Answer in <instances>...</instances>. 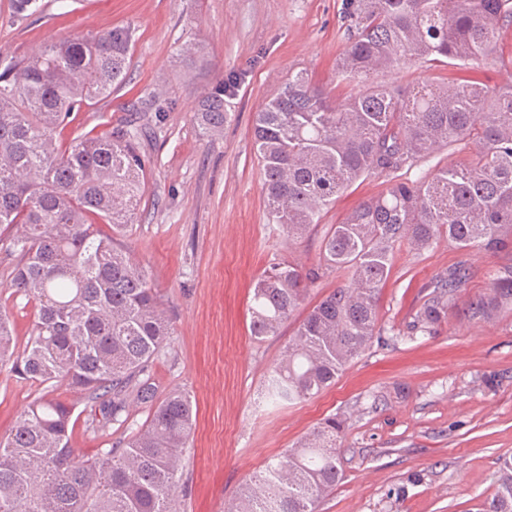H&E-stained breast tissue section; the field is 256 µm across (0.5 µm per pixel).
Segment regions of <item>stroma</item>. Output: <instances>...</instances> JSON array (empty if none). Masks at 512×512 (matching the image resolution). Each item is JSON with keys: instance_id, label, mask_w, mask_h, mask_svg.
<instances>
[{"instance_id": "1", "label": "stroma", "mask_w": 512, "mask_h": 512, "mask_svg": "<svg viewBox=\"0 0 512 512\" xmlns=\"http://www.w3.org/2000/svg\"><path fill=\"white\" fill-rule=\"evenodd\" d=\"M342 8L343 0H36L19 15L0 0V54L24 56L115 26L134 34L125 80L73 113L60 138L120 128L134 113L148 129L139 144L144 194L117 243L147 267L168 310L170 345L154 365L159 391L186 392L197 411L177 489L180 512H224L246 480L333 415L346 421L345 477L319 512H478L500 459L512 457V311L489 322L464 315L488 286V270L504 260L464 254L444 240L421 252L399 249L380 296L383 334L334 385L292 405L274 407L262 397L265 375L297 322H286L279 336L252 337L254 280L278 261L317 264L324 233L383 188L376 178L358 180L293 244L266 214L254 114L299 71L345 99L348 89L336 77L347 41ZM194 43L202 55L190 61L183 50ZM434 76L451 85L512 86V24H504L491 55ZM221 83L232 87V116L223 136L210 139L194 113ZM17 260L0 241V302L22 347L33 305L10 288ZM461 261L466 282L456 312L434 334H412L424 296ZM38 393L0 366V435ZM129 414L126 427L103 432L77 421L70 447L79 456L110 447L148 416L135 405Z\"/></svg>"}]
</instances>
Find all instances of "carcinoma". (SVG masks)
Masks as SVG:
<instances>
[{
  "mask_svg": "<svg viewBox=\"0 0 512 512\" xmlns=\"http://www.w3.org/2000/svg\"><path fill=\"white\" fill-rule=\"evenodd\" d=\"M347 42L338 78L351 87L334 106L298 72L255 114L269 220L292 242L361 178L382 180L321 240L317 265L279 262L256 280L251 335H278L308 287L330 272L342 282L309 308L265 393L293 404L332 383L382 334L378 303L396 250L424 251L440 239L460 252L512 255V87L446 86L433 77L403 88L375 80L419 62L429 71L488 56L512 0H345ZM131 31L114 27L27 57H0V226L16 228L13 293L34 303L32 334L17 344L0 308V364L35 386L62 384L85 396L93 431L128 422L133 400L149 412L135 433L77 458L69 446L74 406L41 394L0 437V512H177L175 494L195 424L189 395L158 393L154 362L171 335L162 295L145 267L114 239L139 208L145 163L129 126L80 134L64 145L71 115L112 93L130 67ZM224 85L199 102L208 137L230 119ZM476 140L462 164L418 181L401 172L435 151ZM108 224L112 235L98 228ZM467 307L471 320L512 310V264ZM456 265L442 291L424 301L411 330L431 334L455 310L465 280ZM335 416L241 487L224 512H317L343 479ZM482 512H512V458L500 461Z\"/></svg>",
  "mask_w": 512,
  "mask_h": 512,
  "instance_id": "carcinoma-1",
  "label": "carcinoma"
}]
</instances>
